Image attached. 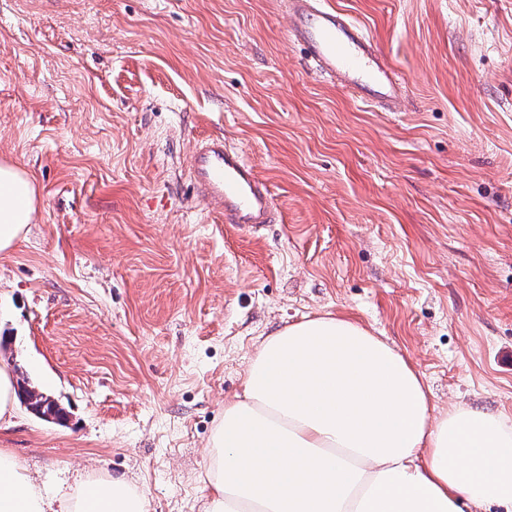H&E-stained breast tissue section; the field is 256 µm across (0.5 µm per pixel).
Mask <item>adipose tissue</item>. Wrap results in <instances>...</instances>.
I'll return each mask as SVG.
<instances>
[{
	"label": "adipose tissue",
	"mask_w": 512,
	"mask_h": 512,
	"mask_svg": "<svg viewBox=\"0 0 512 512\" xmlns=\"http://www.w3.org/2000/svg\"><path fill=\"white\" fill-rule=\"evenodd\" d=\"M33 177L0 163V252L37 210ZM203 512H512V417L449 404L433 416L422 377L346 316L277 328L210 437ZM122 478L80 484L62 512H147ZM0 512H53L0 451Z\"/></svg>",
	"instance_id": "obj_1"
}]
</instances>
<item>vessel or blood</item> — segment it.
Returning a JSON list of instances; mask_svg holds the SVG:
<instances>
[{
    "label": "vessel or blood",
    "instance_id": "obj_1",
    "mask_svg": "<svg viewBox=\"0 0 512 512\" xmlns=\"http://www.w3.org/2000/svg\"><path fill=\"white\" fill-rule=\"evenodd\" d=\"M291 18L288 39L321 75L384 112L399 111L404 86L365 26L326 0H281ZM200 196L225 223L257 228L274 215L269 189L242 150L223 138L198 139L189 163Z\"/></svg>",
    "mask_w": 512,
    "mask_h": 512
}]
</instances>
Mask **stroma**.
<instances>
[{"mask_svg":"<svg viewBox=\"0 0 512 512\" xmlns=\"http://www.w3.org/2000/svg\"><path fill=\"white\" fill-rule=\"evenodd\" d=\"M404 77L381 112L314 73L279 0H0V160L38 206L0 252V360L67 418L0 429L50 497L122 477L203 512L207 444L272 330L351 317L437 410L512 416V0H329ZM223 136L276 220L190 185Z\"/></svg>","mask_w":512,"mask_h":512,"instance_id":"35a3bbf8","label":"stroma"}]
</instances>
